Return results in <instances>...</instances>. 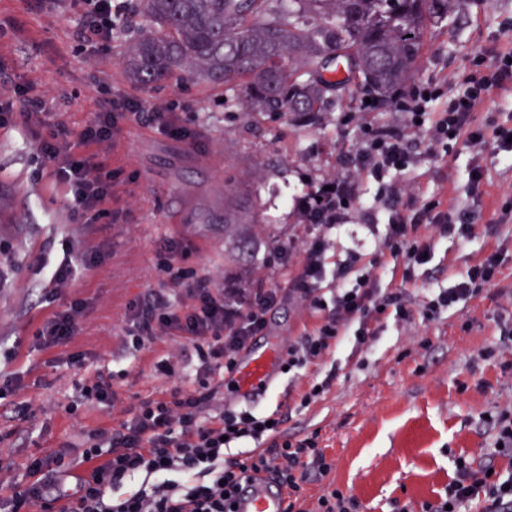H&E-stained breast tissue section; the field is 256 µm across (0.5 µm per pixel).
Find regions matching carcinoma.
<instances>
[{"mask_svg": "<svg viewBox=\"0 0 512 512\" xmlns=\"http://www.w3.org/2000/svg\"><path fill=\"white\" fill-rule=\"evenodd\" d=\"M146 24L125 43L126 78L222 87L247 117L290 114L317 129L354 84L388 101L407 90L427 32L456 0H139ZM345 68V78L334 73ZM263 230L260 216L224 206V263Z\"/></svg>", "mask_w": 512, "mask_h": 512, "instance_id": "carcinoma-1", "label": "carcinoma"}]
</instances>
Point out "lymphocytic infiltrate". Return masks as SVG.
I'll use <instances>...</instances> for the list:
<instances>
[{
    "instance_id": "1",
    "label": "lymphocytic infiltrate",
    "mask_w": 512,
    "mask_h": 512,
    "mask_svg": "<svg viewBox=\"0 0 512 512\" xmlns=\"http://www.w3.org/2000/svg\"><path fill=\"white\" fill-rule=\"evenodd\" d=\"M83 3L76 35L95 51H106L113 29L127 16L126 8L121 0ZM510 82L512 49H500L489 57L469 59L454 86L421 82L392 103L374 100L345 113L344 122L358 128L357 148L342 160L341 174L326 178V191L298 200L305 240L302 246L289 244L275 255L287 288L263 280L253 288L218 287L188 265V251L180 240H163L156 249L155 266L176 295L144 297L132 310L125 341L137 353L165 336L192 342L198 359L197 388H175L160 398L141 399L126 410L118 426L82 433L79 445L68 443L52 455L28 458L24 482L12 477V465H1L0 512H229L241 483L261 473L272 474L286 488L288 512H356L355 500L335 490L321 495L314 509H307L303 484L313 477H326L332 469L315 438L286 440L225 460L230 443L260 442L279 433L284 418L224 407L206 415L214 397L211 383L217 375L234 374L240 352L265 330L269 312L286 295L319 319L313 330L303 331L289 345L284 365L292 371L323 360L347 334L353 335L356 349L367 347L378 336L385 313L399 321L412 318L410 301L402 293L384 291L371 273L345 283L357 256L328 270L329 235L346 224L357 208L358 182L365 178L376 184L377 200L391 212L380 248L401 269L403 281H411L415 270L431 260L430 248L419 234L422 223L433 224L441 234L457 240H468L472 234L468 207L448 211L439 201L426 199L421 201L419 218H408L400 205L417 198L398 177L420 167L426 155L458 147L475 151L490 136L511 168L512 126L490 131L474 120L490 92ZM383 108L398 114L399 125L380 127L366 121V112ZM57 110V102L45 91L18 82L12 95L0 97V126L19 119L33 131L45 168L69 194L75 224H109L118 218L112 210V183L118 173L111 157L96 147L112 141L123 121H136L191 144L196 141L195 132L171 112L147 109L133 97L104 100L78 129L61 121ZM501 265L500 252L486 254L456 284L425 301V316L435 318L444 309L479 297L495 284ZM330 276L338 285L328 299L322 288ZM84 310L82 301L73 300L53 312L34 333L38 345L69 343ZM137 475L145 478V486L118 494L124 480ZM478 497L483 500L481 512H512V474L491 472L461 459L455 464L445 500L429 505L427 512H470Z\"/></svg>"
}]
</instances>
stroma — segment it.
I'll return each mask as SVG.
<instances>
[{
    "instance_id": "stroma-1",
    "label": "stroma",
    "mask_w": 512,
    "mask_h": 512,
    "mask_svg": "<svg viewBox=\"0 0 512 512\" xmlns=\"http://www.w3.org/2000/svg\"><path fill=\"white\" fill-rule=\"evenodd\" d=\"M77 11L72 0H46L36 13L24 12L21 0H0V17L19 22L16 32L0 38V60L8 66L0 85L11 78L48 90L64 101L60 118L74 129L106 93L171 108L195 132L199 148L184 152L178 140L126 123L112 154L113 167L122 172L112 208L121 217L87 226L71 222L64 190L41 174L43 159L33 134L20 124L0 127V374L19 379L14 405L0 406V459L11 460L19 477L30 456L76 441L81 432L118 425L124 409L140 399L162 396L175 385L195 388L189 366L196 353L190 343L172 337L135 354L123 335L132 305L161 285L155 249L163 239H181L190 263L225 285V179L240 181L239 204L261 208L265 223L288 241L302 234L294 199L336 171L340 157L357 141L342 115L361 101L359 92L338 98L325 128L312 130L286 116L248 119L220 88L171 83L142 90L125 79L119 62L123 42L141 26V17L131 14L113 33L111 54L94 57L75 38ZM509 21L512 0H465L435 29L416 81H454L470 57L512 42V31L503 29ZM472 161L466 149L439 154L401 180L420 185L442 206H456L467 200ZM480 162L486 181L474 206L471 238L460 242L423 227L432 259L406 284L390 259H375L368 247L382 237L389 213L375 203L376 184L360 182L358 195L372 206L373 222L357 219L337 231L329 260L360 254L356 271H371L380 287L403 288L414 314L407 322L384 319L368 348L355 350L346 336L300 376L278 373L257 404L258 412L286 417L280 433L264 439L263 447L318 434L332 470L324 480L304 484L308 505L335 489L354 499L358 512H422L447 494L455 459L512 470V458L495 452L490 422L512 407V345L504 342L512 332V222L500 221L512 197V171L501 169L490 143ZM490 224L498 225L497 235L487 234ZM67 243L100 260L51 303L36 264L59 262ZM499 248L505 262L495 285L435 319L424 316L430 295L454 285L471 263ZM72 299L84 301L86 308L70 344L32 347L41 321ZM313 323L301 303L286 300L251 347L287 349ZM73 352L82 355V366L71 364ZM165 358L178 363V371L158 374L154 365ZM331 370L336 378L328 392L301 406L310 383ZM99 371L115 375V405L89 403L68 414L65 407L79 385Z\"/></svg>"
}]
</instances>
